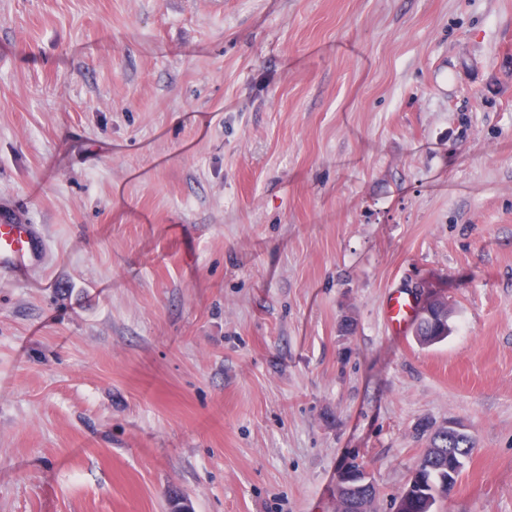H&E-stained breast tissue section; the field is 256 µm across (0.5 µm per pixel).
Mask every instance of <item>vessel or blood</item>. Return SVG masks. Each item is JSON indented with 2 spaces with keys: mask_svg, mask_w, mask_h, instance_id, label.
Returning a JSON list of instances; mask_svg holds the SVG:
<instances>
[{
  "mask_svg": "<svg viewBox=\"0 0 512 512\" xmlns=\"http://www.w3.org/2000/svg\"><path fill=\"white\" fill-rule=\"evenodd\" d=\"M44 250L38 225L26 223L17 212H0V275L26 280ZM415 312V298L406 290H394L384 304L385 321L396 335L413 325Z\"/></svg>",
  "mask_w": 512,
  "mask_h": 512,
  "instance_id": "vessel-or-blood-1",
  "label": "vessel or blood"
}]
</instances>
